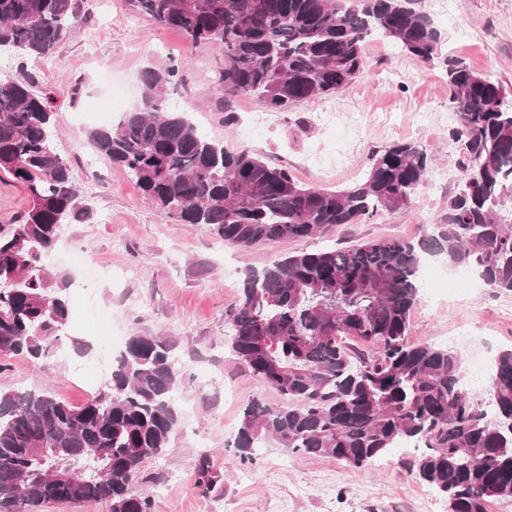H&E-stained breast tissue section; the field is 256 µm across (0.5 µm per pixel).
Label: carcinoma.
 <instances>
[{
  "label": "carcinoma",
  "instance_id": "cac0c4a2",
  "mask_svg": "<svg viewBox=\"0 0 512 512\" xmlns=\"http://www.w3.org/2000/svg\"><path fill=\"white\" fill-rule=\"evenodd\" d=\"M134 10L181 32L193 46L224 45V96H246L286 112L350 84L364 69V43L378 33L422 62L441 34L414 0H131ZM91 19L83 0H0V52L50 59ZM452 140L463 183L448 223L413 242L380 238L345 248L300 251L246 273L225 310L231 349L261 384L282 397L243 410L235 448L251 458L260 443L292 456L361 467L392 448L421 444L418 477L448 512H487L512 498V349L495 358L488 407L462 385L461 356L408 342L423 255L464 265L499 291H512V102L504 88L447 60ZM183 62L142 71L141 103L87 142L127 170L166 216L250 248L306 240L408 205L429 172L427 149L394 143L372 157L365 179L328 191L299 183L247 149L204 137L169 93ZM24 68L0 76V171L27 188L31 203L0 231V353L48 357L69 317L71 277L51 273L45 254L61 226L90 220L68 160L55 148L61 120ZM356 337L364 349L345 339ZM185 384L171 348L155 336L128 337L110 381L70 405L47 392H0V512H33L50 502L108 501L112 512H151L133 490L143 464L170 446ZM39 437L47 453L33 450ZM55 471L65 481L49 478ZM217 477L199 460L196 487Z\"/></svg>",
  "mask_w": 512,
  "mask_h": 512
}]
</instances>
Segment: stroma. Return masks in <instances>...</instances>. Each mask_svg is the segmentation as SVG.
Listing matches in <instances>:
<instances>
[{
  "label": "stroma",
  "mask_w": 512,
  "mask_h": 512,
  "mask_svg": "<svg viewBox=\"0 0 512 512\" xmlns=\"http://www.w3.org/2000/svg\"><path fill=\"white\" fill-rule=\"evenodd\" d=\"M416 0L441 33L440 52L425 63L392 41L366 39L367 65L349 85L314 103L300 102L274 112L255 128L244 117L254 99L235 98L222 110L224 47L188 46L175 30L137 15L129 0H84L97 23L65 37L51 60L28 61L36 88L49 92L63 115L54 144L76 177L79 195L93 211L90 222L68 224L46 261L70 274L69 320L62 333L66 349L32 363L0 354V388L50 392L79 405L109 382L112 366L103 359L109 336L145 332L168 342L185 372L178 394L181 418L169 448L144 464L133 488L152 501V512H431L427 488L415 474L416 456L395 448L360 468L322 458L285 457L262 444L241 462L234 439L247 404L280 402L233 356L225 310L235 303L245 274L302 250L342 247L363 240L398 237L417 241L429 220L448 221V202L458 184L424 183L408 206L383 211L358 224L333 226L313 238L269 241L248 249L224 243L203 226L181 224L146 203L123 168L113 166L87 143L91 129L116 125L112 93L123 90L138 103L140 75L173 56L187 58L182 84L169 104L188 112L206 137L226 147L251 150L271 165L287 166L301 183L338 190L358 182L370 158L394 142H416L432 157L431 175L459 168L460 152L449 136L453 124L446 59L499 82L512 97V0ZM236 120L224 121L226 112ZM332 111L336 122L317 125L314 113ZM323 159L304 166L309 151ZM108 269L111 280L81 287L87 266ZM423 270H438L422 283L408 331L414 344L447 347L457 331L476 336L460 344L465 361H489L512 348V293L491 288L457 289L444 257L426 258ZM208 456L224 485L222 493L201 494L196 467Z\"/></svg>",
  "instance_id": "obj_1"
}]
</instances>
